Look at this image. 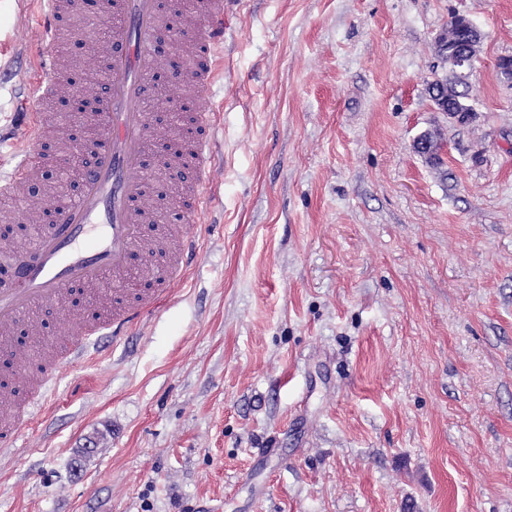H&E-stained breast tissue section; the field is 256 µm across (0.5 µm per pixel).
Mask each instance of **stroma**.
Segmentation results:
<instances>
[{
    "instance_id": "obj_1",
    "label": "stroma",
    "mask_w": 512,
    "mask_h": 512,
    "mask_svg": "<svg viewBox=\"0 0 512 512\" xmlns=\"http://www.w3.org/2000/svg\"><path fill=\"white\" fill-rule=\"evenodd\" d=\"M36 10L0 0V124L34 109ZM456 14L484 35L464 124L426 91ZM227 27L196 254L0 453V512H512V0Z\"/></svg>"
}]
</instances>
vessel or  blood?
Wrapping results in <instances>:
<instances>
[{"label":"vessel or blood","mask_w":512,"mask_h":512,"mask_svg":"<svg viewBox=\"0 0 512 512\" xmlns=\"http://www.w3.org/2000/svg\"><path fill=\"white\" fill-rule=\"evenodd\" d=\"M40 41L48 52L40 67L41 81L27 83L28 98L38 104L81 94L96 103L89 118L96 136L89 147L90 165L82 189L70 202L51 204L25 195L49 159L41 145L49 133L43 118L19 115L23 141L0 164V198L23 199L25 221L52 214L54 224L32 248L10 254L14 270L0 287V343L10 339L23 318L37 308L58 305L76 286L91 289L97 315L62 317L71 335L62 359L47 370L46 382L27 389L21 412L36 415L53 389L49 378L93 360L107 350V341L121 340L155 309L178 281L196 252L195 239L175 224L156 221V202L148 194L144 157L159 145L154 116L145 106L162 61L154 49L164 23L158 0H106L101 43L105 67L96 85L73 87L61 75L55 49L67 20L82 16V0H37ZM242 0H196L185 19L181 42L189 60L175 84L209 93L215 84V58L224 48V18ZM184 122L193 135L174 175L182 218L188 222L209 212L213 197L208 173L214 162V125L210 112L188 113Z\"/></svg>","instance_id":"obj_1"}]
</instances>
